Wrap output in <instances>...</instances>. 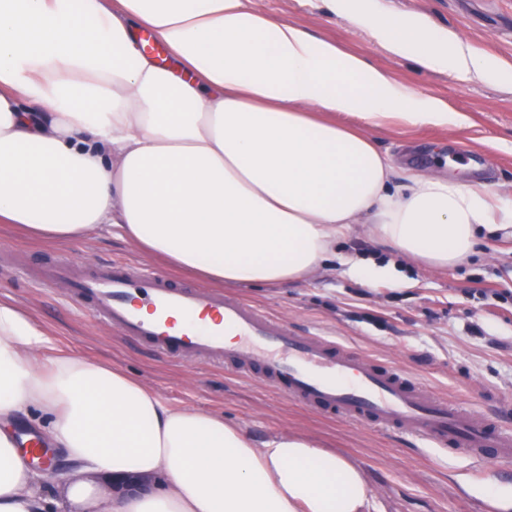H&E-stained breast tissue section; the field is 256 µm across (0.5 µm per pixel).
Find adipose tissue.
<instances>
[{
    "mask_svg": "<svg viewBox=\"0 0 512 512\" xmlns=\"http://www.w3.org/2000/svg\"><path fill=\"white\" fill-rule=\"evenodd\" d=\"M397 57L463 80L508 76L460 35L327 0ZM151 32L162 64L136 39ZM465 115L250 0H0V224L82 239L102 226L203 281L310 278L366 224L432 268L467 263L512 202L398 165L369 135ZM0 300V512H364L362 471L282 433L255 447L223 415L168 405L127 372L65 353ZM29 427L74 478L37 472ZM151 479L112 495L86 481Z\"/></svg>",
    "mask_w": 512,
    "mask_h": 512,
    "instance_id": "obj_1",
    "label": "adipose tissue"
}]
</instances>
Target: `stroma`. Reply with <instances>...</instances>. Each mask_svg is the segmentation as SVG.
Masks as SVG:
<instances>
[{
    "mask_svg": "<svg viewBox=\"0 0 512 512\" xmlns=\"http://www.w3.org/2000/svg\"><path fill=\"white\" fill-rule=\"evenodd\" d=\"M397 16H424L461 35L477 51L512 66V0H381ZM272 17L296 22L319 38L366 56L420 95L464 113L460 129L392 125L371 131L376 146L398 163L434 169L465 184L484 185L512 200V79L462 83L423 71L329 12L323 0H251ZM337 251L390 266V279L366 283L347 267L329 265L315 277L234 296L286 319L295 331H319L351 349L404 369L445 395L493 412L512 427V233L482 231L478 252L456 267L429 269L358 232ZM91 264L156 260L108 230L67 242L34 240L0 225V299L24 309L49 332L56 350L126 369L172 406L223 413L256 443L303 434L346 456L369 487L367 512H481L494 498L469 482L471 461L413 438L309 411L261 379L203 359L178 362L122 336L67 287L44 288L36 277L59 254Z\"/></svg>",
    "mask_w": 512,
    "mask_h": 512,
    "instance_id": "obj_1",
    "label": "stroma"
}]
</instances>
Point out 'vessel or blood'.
I'll use <instances>...</instances> for the list:
<instances>
[{
    "label": "vessel or blood",
    "mask_w": 512,
    "mask_h": 512,
    "mask_svg": "<svg viewBox=\"0 0 512 512\" xmlns=\"http://www.w3.org/2000/svg\"><path fill=\"white\" fill-rule=\"evenodd\" d=\"M58 280L68 281L75 302L94 307L121 335L171 358L232 361L241 375L260 374L304 407L451 448L479 462L474 479L495 477L500 465L512 463V430L490 416L452 404L399 367L333 338L298 334L244 300L175 285L160 270L87 266L67 256L46 270L43 283Z\"/></svg>",
    "instance_id": "b4317fda"
}]
</instances>
